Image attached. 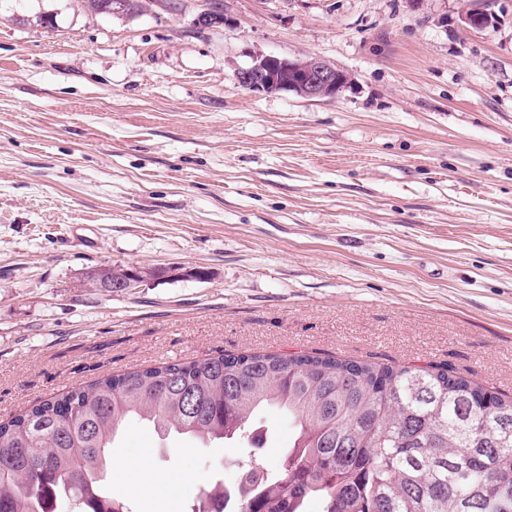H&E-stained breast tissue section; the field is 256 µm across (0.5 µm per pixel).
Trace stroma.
<instances>
[{"mask_svg":"<svg viewBox=\"0 0 512 512\" xmlns=\"http://www.w3.org/2000/svg\"><path fill=\"white\" fill-rule=\"evenodd\" d=\"M0 0V420L96 379L244 352L445 364L512 392V0ZM53 25L41 24L42 13ZM347 72L253 93L254 54ZM151 271L125 294L104 268ZM205 278H198V271ZM255 456L281 468L270 409ZM127 422L112 494L187 512L238 444ZM83 7L91 13L104 16H128L135 14L142 8L140 0H82ZM121 2L123 10L120 12L112 11V3ZM282 66L293 72L296 79L275 83L267 74L271 66ZM288 70L279 67L275 75L279 81L293 79ZM238 84L250 92L277 94L293 93L307 99H333L351 84L350 76L318 57L299 59L275 58L257 55L250 66L236 72Z\"/></svg>","mask_w":512,"mask_h":512,"instance_id":"stroma-1","label":"stroma"}]
</instances>
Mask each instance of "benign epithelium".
<instances>
[{"instance_id": "7a95c632", "label": "benign epithelium", "mask_w": 512, "mask_h": 512, "mask_svg": "<svg viewBox=\"0 0 512 512\" xmlns=\"http://www.w3.org/2000/svg\"><path fill=\"white\" fill-rule=\"evenodd\" d=\"M493 21L492 12L484 7H475L462 15V22L473 29H481ZM282 66L293 72L296 79L288 83H276L267 74L272 66ZM238 84L250 92L277 94L293 93L307 99H334L351 84L350 76L318 57L299 59L275 58L257 55L250 66L236 72ZM150 273L137 267L115 271L112 283L106 285L101 279L92 281V286H107L114 293L128 292L139 288L149 279Z\"/></svg>"}]
</instances>
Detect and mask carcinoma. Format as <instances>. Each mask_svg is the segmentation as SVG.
Returning a JSON list of instances; mask_svg holds the SVG:
<instances>
[{"instance_id": "carcinoma-1", "label": "carcinoma", "mask_w": 512, "mask_h": 512, "mask_svg": "<svg viewBox=\"0 0 512 512\" xmlns=\"http://www.w3.org/2000/svg\"><path fill=\"white\" fill-rule=\"evenodd\" d=\"M104 16L140 0H83ZM276 407L296 435L280 471L248 451L247 480L216 484L228 512H512V396L447 366L251 352L110 375L0 422V512H133L112 496L110 448L128 419L160 440L261 439L255 414Z\"/></svg>"}]
</instances>
